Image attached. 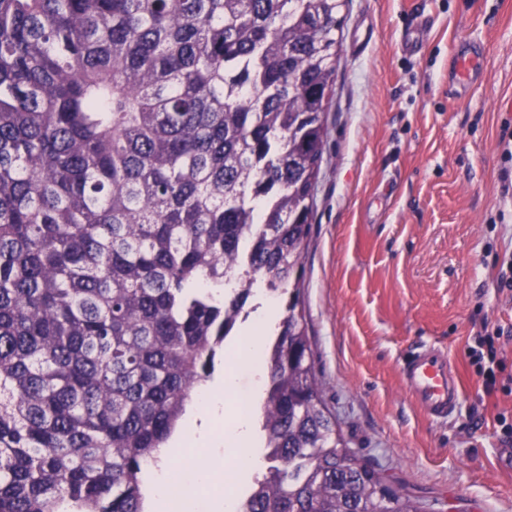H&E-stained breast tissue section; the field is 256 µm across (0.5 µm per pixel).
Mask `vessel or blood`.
Instances as JSON below:
<instances>
[{
	"label": "vessel or blood",
	"instance_id": "1",
	"mask_svg": "<svg viewBox=\"0 0 512 512\" xmlns=\"http://www.w3.org/2000/svg\"><path fill=\"white\" fill-rule=\"evenodd\" d=\"M484 52L471 49L455 59L452 80L467 89L474 73L483 65ZM404 393L431 420H442L455 413L464 387L453 359L447 352L430 346L418 347L401 367Z\"/></svg>",
	"mask_w": 512,
	"mask_h": 512
}]
</instances>
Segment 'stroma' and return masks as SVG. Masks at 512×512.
<instances>
[{
	"label": "stroma",
	"mask_w": 512,
	"mask_h": 512,
	"mask_svg": "<svg viewBox=\"0 0 512 512\" xmlns=\"http://www.w3.org/2000/svg\"><path fill=\"white\" fill-rule=\"evenodd\" d=\"M304 258L303 306L327 406L366 462L424 512H512V0H347ZM427 23L420 52L399 35ZM485 48L465 96L462 45ZM502 328L498 387L468 356ZM446 349L465 396L445 422L405 396L416 347Z\"/></svg>",
	"instance_id": "stroma-1"
}]
</instances>
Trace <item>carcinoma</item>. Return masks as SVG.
Listing matches in <instances>:
<instances>
[{"instance_id": "1", "label": "carcinoma", "mask_w": 512, "mask_h": 512, "mask_svg": "<svg viewBox=\"0 0 512 512\" xmlns=\"http://www.w3.org/2000/svg\"><path fill=\"white\" fill-rule=\"evenodd\" d=\"M344 5L0 0V512H143L259 278L240 512H421L349 447L302 306Z\"/></svg>"}]
</instances>
